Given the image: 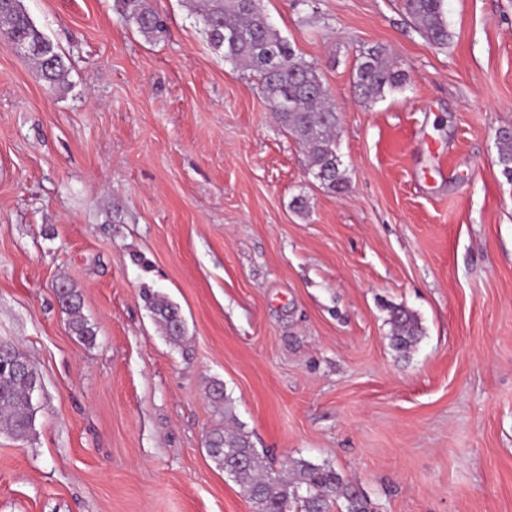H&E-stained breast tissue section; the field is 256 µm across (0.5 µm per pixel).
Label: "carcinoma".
<instances>
[{
	"mask_svg": "<svg viewBox=\"0 0 512 512\" xmlns=\"http://www.w3.org/2000/svg\"><path fill=\"white\" fill-rule=\"evenodd\" d=\"M444 0H402L405 15L430 45H448V23ZM122 16L137 31L151 39L165 32L163 19L145 0H118ZM194 14L203 24L211 47L224 60L249 72L276 118L304 147L308 169L320 184L334 193L347 188L336 153V130L340 122L329 101L315 64L306 61L273 25L263 0H196ZM0 34L18 36L31 47L27 56L51 88L67 83L68 69L61 54L37 28L21 0H0ZM407 78L382 47H371L360 54L354 88L367 104L384 97L385 92L402 87ZM499 163L512 176V132L498 137ZM61 309L71 315L69 329L83 342H91L95 332L80 315V296L67 283L56 289ZM155 323L169 342L179 345L185 336V321L180 308L165 295H145ZM394 350L410 351L423 329L417 317L402 307L389 308ZM208 397L224 406L226 419H233L224 385L212 383ZM33 381L24 375L0 371V434L24 438L35 424ZM209 457L218 468L227 470L244 462L245 470L234 481L253 505L254 512H329L332 502L343 499L345 512H374L367 497L347 482L333 467L298 461L288 475L270 469L254 448L247 433L238 428L216 426L207 435Z\"/></svg>",
	"mask_w": 512,
	"mask_h": 512,
	"instance_id": "1",
	"label": "carcinoma"
}]
</instances>
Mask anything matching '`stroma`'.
Wrapping results in <instances>:
<instances>
[{"instance_id":"1","label":"stroma","mask_w":512,"mask_h":512,"mask_svg":"<svg viewBox=\"0 0 512 512\" xmlns=\"http://www.w3.org/2000/svg\"><path fill=\"white\" fill-rule=\"evenodd\" d=\"M22 4L70 73L49 90L0 37V344L42 380L33 431L0 434V512H252L205 448L215 380L275 471L329 465L376 512H512V0H444V49L400 0H264L336 106L343 194L187 0H148L158 40L115 0ZM372 46L407 83L362 104ZM392 306L423 328L404 355ZM62 288L56 286V296L61 309L67 311L71 316L69 329L80 341L92 342L95 332L88 325L86 319L80 315V296L77 291L67 283L61 282ZM145 298L153 320L169 342L176 345L181 344L186 328L180 308L158 292L146 294Z\"/></svg>"}]
</instances>
